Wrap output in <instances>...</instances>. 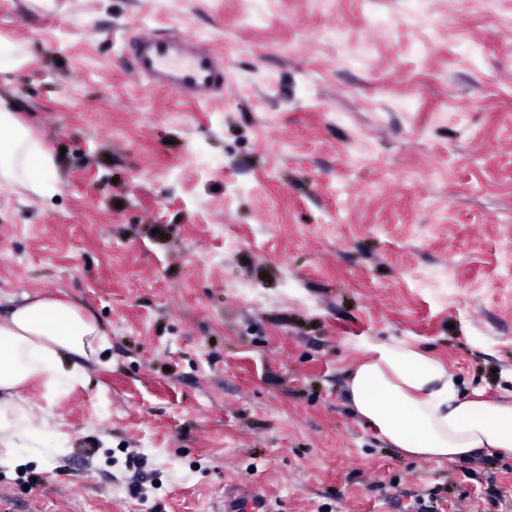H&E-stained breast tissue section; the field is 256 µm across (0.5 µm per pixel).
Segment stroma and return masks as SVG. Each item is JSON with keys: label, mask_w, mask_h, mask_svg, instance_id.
Wrapping results in <instances>:
<instances>
[{"label": "stroma", "mask_w": 512, "mask_h": 512, "mask_svg": "<svg viewBox=\"0 0 512 512\" xmlns=\"http://www.w3.org/2000/svg\"><path fill=\"white\" fill-rule=\"evenodd\" d=\"M255 3L0 0V101L59 182L0 187V311L69 300L112 358L0 512H224L246 478L281 512H512L511 458L405 456L345 393L391 339L512 393V0ZM144 28L211 41L223 92L136 82ZM27 58V49L23 43L0 38V73L19 69Z\"/></svg>", "instance_id": "obj_1"}]
</instances>
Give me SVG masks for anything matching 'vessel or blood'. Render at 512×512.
Here are the masks:
<instances>
[{"label":"vessel or blood","mask_w":512,"mask_h":512,"mask_svg":"<svg viewBox=\"0 0 512 512\" xmlns=\"http://www.w3.org/2000/svg\"><path fill=\"white\" fill-rule=\"evenodd\" d=\"M129 48L135 76L149 84L189 98L224 88L222 59L203 39L144 31L130 37ZM224 512L278 510L260 487L242 480L225 489Z\"/></svg>","instance_id":"1"}]
</instances>
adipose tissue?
Instances as JSON below:
<instances>
[{
	"label": "adipose tissue",
	"mask_w": 512,
	"mask_h": 512,
	"mask_svg": "<svg viewBox=\"0 0 512 512\" xmlns=\"http://www.w3.org/2000/svg\"><path fill=\"white\" fill-rule=\"evenodd\" d=\"M0 185L54 197L59 187L50 150L15 112L0 104ZM110 342L97 320L59 298L24 295L0 315V466L55 461L70 437L45 401L84 383L86 363L111 365ZM347 376L353 409L397 451L430 460L466 461L487 451L512 458V399L462 392L432 353L403 340L375 343Z\"/></svg>",
	"instance_id": "adipose-tissue-1"
}]
</instances>
